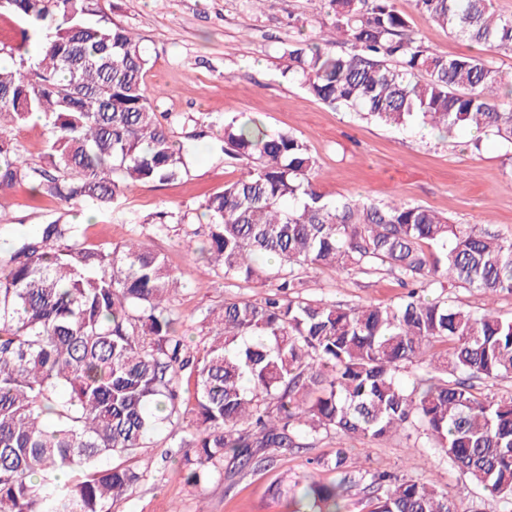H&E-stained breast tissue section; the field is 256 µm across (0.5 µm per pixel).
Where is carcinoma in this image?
<instances>
[{"instance_id": "1", "label": "carcinoma", "mask_w": 512, "mask_h": 512, "mask_svg": "<svg viewBox=\"0 0 512 512\" xmlns=\"http://www.w3.org/2000/svg\"><path fill=\"white\" fill-rule=\"evenodd\" d=\"M411 2L478 53L430 51L393 0H329L333 40L288 44L284 74L331 108L491 135L512 150V108L501 103L512 83L484 56L512 54V16L491 0ZM0 9L25 24L0 49L12 60L0 67V193L30 182L66 204L102 205L189 172L194 139H173L147 94L140 37L98 0ZM339 42L348 51L327 49ZM35 112L49 137L32 164L12 131ZM219 149L245 172L199 206L209 264L276 290L208 311L213 338L201 348L177 334L178 278L144 242L89 245L79 225L57 219L0 245V512H112L144 473L102 459L132 460L186 413L197 424L182 441L195 449L184 456L189 485L228 454L258 471L269 451L333 433L338 446L317 465L336 480L276 486L288 512H342L355 488L370 512H459L433 484L353 466L346 441L407 429L512 512V395L476 385L512 379V318L422 296L447 281L512 294V238L422 205L327 199L306 143L255 119L224 122ZM323 266L387 270L408 292L350 307L303 297L301 269ZM184 375L194 379L186 411Z\"/></svg>"}]
</instances>
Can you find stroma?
<instances>
[{
	"label": "stroma",
	"mask_w": 512,
	"mask_h": 512,
	"mask_svg": "<svg viewBox=\"0 0 512 512\" xmlns=\"http://www.w3.org/2000/svg\"><path fill=\"white\" fill-rule=\"evenodd\" d=\"M112 21L137 33L150 65L144 75L158 111L174 140L198 138L203 152L188 177L139 184L115 202L94 206L65 204L32 195L20 186L0 195V240L27 235L37 225L61 218L82 224L92 245L115 247L133 236L162 253L181 282L172 305L179 330L200 346L211 335L207 311L229 299L257 300L264 289L225 280L195 252L206 238V224L194 213L203 195L221 191L238 179L241 163L224 158L216 145L219 127L232 117H257L273 131L302 139L316 160L315 185L326 198H360L382 204L398 198L434 209L460 224H488L512 238V151L491 137L473 148V133L445 134L420 124L385 126L356 113L332 110L301 85L283 76V49L298 38L324 42L332 19L317 13L314 0H98ZM413 32L435 53H469L465 42L415 11L409 0H394ZM190 213L165 235L154 234L158 212ZM306 297L352 305L397 302L404 290L388 274H347L330 268L306 270ZM427 297L445 294L469 309L493 308L512 317V295L493 298L461 287L426 289ZM190 422L163 427L143 448L135 466L143 474L115 512H287L272 498V485L311 475L323 482L335 473L316 461L335 448L337 439L320 437L306 448L276 454L265 471L232 468L217 462L211 479L191 486L181 472V441L190 439ZM347 446L359 468L388 471L436 485L469 512H503L500 502L465 480L430 448L410 447L404 433L375 440H351Z\"/></svg>",
	"instance_id": "35a3bbf8"
}]
</instances>
